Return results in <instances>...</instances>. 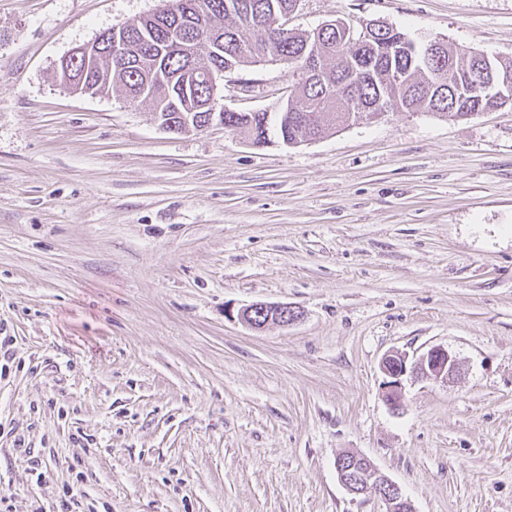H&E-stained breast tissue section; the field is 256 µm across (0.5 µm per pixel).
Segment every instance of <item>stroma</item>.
Listing matches in <instances>:
<instances>
[{
  "label": "stroma",
  "mask_w": 512,
  "mask_h": 512,
  "mask_svg": "<svg viewBox=\"0 0 512 512\" xmlns=\"http://www.w3.org/2000/svg\"><path fill=\"white\" fill-rule=\"evenodd\" d=\"M164 0H0V493L57 512H512V111L388 112L288 147L162 130L64 90L59 60ZM380 20L512 58V0H297L290 28ZM237 112L294 77L248 66ZM288 303L256 331L236 314ZM442 346L445 382L384 397L382 358ZM24 447H17V439ZM43 459L40 472L31 456ZM301 316L298 308L287 303L256 302L237 312L238 320L254 330H261L272 321L288 326L300 320ZM336 472L350 494L360 496L373 491L387 505V512H413L400 487L382 475L364 456L355 453L338 456Z\"/></svg>",
  "instance_id": "obj_1"
}]
</instances>
